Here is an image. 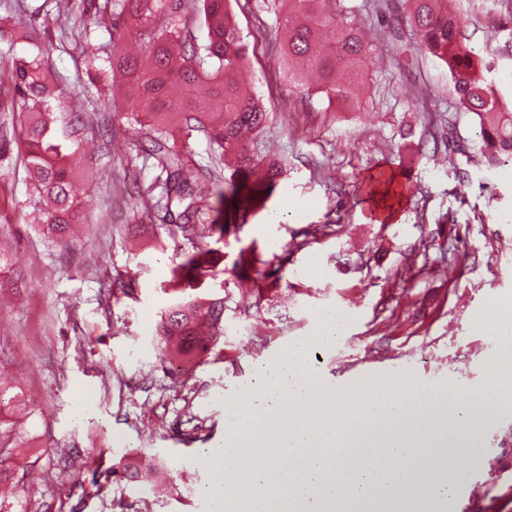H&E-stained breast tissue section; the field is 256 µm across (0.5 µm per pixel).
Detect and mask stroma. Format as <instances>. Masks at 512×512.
<instances>
[{"label": "stroma", "instance_id": "35a3bbf8", "mask_svg": "<svg viewBox=\"0 0 512 512\" xmlns=\"http://www.w3.org/2000/svg\"><path fill=\"white\" fill-rule=\"evenodd\" d=\"M249 45L238 79L270 114L251 135L256 158L282 174L265 206L231 226L224 273L203 298L224 300L223 337L192 375L175 377L155 328L170 303V270L203 246L200 232L165 224L160 170L135 148L132 124L96 92H81L86 34L108 44L94 14L50 28L35 10L56 0H0L8 43L48 46L46 83L61 110L81 114L72 161L84 195L76 229L59 242L40 224L21 159L19 110L0 76V457L8 512H211L201 490L207 453L224 440L226 404L257 386L255 369L305 340L308 366L347 393L371 378L419 388L432 410L448 384L477 394L501 351L476 317L512 299V165L485 169L476 123L460 109L448 71L421 52L408 24H390L403 0H341L340 19L363 27L374 60L361 111L294 87L283 59L286 6L231 0ZM467 46L512 99V0H452ZM467 183H460V175ZM280 223H270L272 214ZM259 261L247 279L240 250ZM335 311L341 336L317 341V317ZM93 414L76 417L80 396ZM478 446L458 466L481 485L457 491L446 512H512V409L484 407ZM148 464V485L114 476Z\"/></svg>", "mask_w": 512, "mask_h": 512}]
</instances>
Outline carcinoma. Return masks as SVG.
<instances>
[{"instance_id": "obj_1", "label": "carcinoma", "mask_w": 512, "mask_h": 512, "mask_svg": "<svg viewBox=\"0 0 512 512\" xmlns=\"http://www.w3.org/2000/svg\"><path fill=\"white\" fill-rule=\"evenodd\" d=\"M288 42L285 58L295 82L315 73L318 92L328 102L350 109L357 102L349 87L337 80L342 69L356 70L367 64L369 53L360 28L336 18V2L285 0ZM199 18L207 40L195 41L185 31L182 17L185 0H80L81 13L93 9L97 25L112 38V57L101 58V47L86 38L83 47L85 73L94 80L109 71L134 89L121 103L122 111L142 114L148 121L152 155L166 174L164 191L169 223L184 228L196 223L202 208L219 216H244L264 205L277 168L255 159L243 141L246 130H261L268 113L254 97L242 94L235 74L248 55L230 11L229 0H198ZM408 20L418 48L448 69L459 106L473 114L478 126L481 162L489 169L512 162V103L502 100L489 77L491 65L475 57L463 42L461 19L448 9V0H409ZM48 54L38 44L8 48L4 68L22 112L45 113L48 120L23 127L25 168L39 196L53 202L44 213V227L63 240L73 223L80 198L69 158L78 150L73 138L75 123L54 126V97L45 83ZM203 134L216 151L235 156L237 167L230 175V191L213 193L204 206L192 185L193 157L190 139ZM215 249H202L171 269V282L181 286V297L167 307L157 331L167 347L171 372L198 361L220 335L224 301L208 302L191 294L206 277L224 274L212 261Z\"/></svg>"}]
</instances>
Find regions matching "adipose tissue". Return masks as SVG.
Here are the masks:
<instances>
[{
	"label": "adipose tissue",
	"mask_w": 512,
	"mask_h": 512,
	"mask_svg": "<svg viewBox=\"0 0 512 512\" xmlns=\"http://www.w3.org/2000/svg\"><path fill=\"white\" fill-rule=\"evenodd\" d=\"M308 347L291 345L261 389L226 406L205 489L214 512H361L382 499L383 512H412L420 500L447 501L448 474L432 462H455L476 443L465 407L450 406L444 425L426 417L406 426L405 398L374 381L347 400L314 383Z\"/></svg>",
	"instance_id": "obj_1"
}]
</instances>
